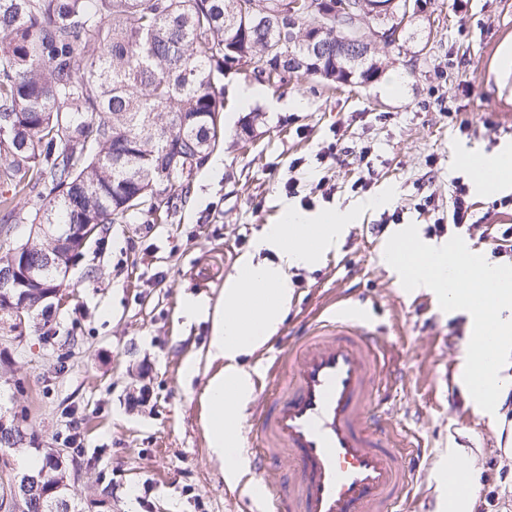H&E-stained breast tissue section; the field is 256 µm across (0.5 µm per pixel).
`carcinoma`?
<instances>
[{"label": "carcinoma", "mask_w": 512, "mask_h": 512, "mask_svg": "<svg viewBox=\"0 0 512 512\" xmlns=\"http://www.w3.org/2000/svg\"><path fill=\"white\" fill-rule=\"evenodd\" d=\"M314 0H267L271 13L255 20L250 0H0V210L14 212L19 194L40 189L41 223L49 234L23 245L20 257L0 255V272L17 264L45 265L55 257L56 237L68 224H112L135 212L164 219L169 211L141 193L153 183L165 199L176 180L190 188L183 169L160 163L177 155L192 172L224 137V88L215 75L241 62L278 70L288 46L279 9L309 26ZM378 30L369 0H351ZM340 32L322 31L328 54L310 76L330 86L353 73L336 57ZM280 44L278 52L267 50ZM378 40L370 42L359 67L366 83L379 75ZM63 280L37 271L21 289L36 308L57 294ZM35 434L0 415V449L31 445ZM31 473L37 488H0L7 512H80L71 497L66 460L52 448Z\"/></svg>", "instance_id": "carcinoma-1"}]
</instances>
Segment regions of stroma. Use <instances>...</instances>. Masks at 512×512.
Listing matches in <instances>:
<instances>
[{
	"instance_id": "1",
	"label": "stroma",
	"mask_w": 512,
	"mask_h": 512,
	"mask_svg": "<svg viewBox=\"0 0 512 512\" xmlns=\"http://www.w3.org/2000/svg\"><path fill=\"white\" fill-rule=\"evenodd\" d=\"M512 0H425L398 42L380 50L384 68L366 84L331 90L306 76L281 89L264 87L251 109L235 86L248 71L221 77L228 106L224 141L212 152L219 169L203 165L189 193L171 190L169 222L134 214L104 225L72 261L61 304L36 311L19 330L0 322V414L33 431L41 447L76 455L70 485L75 502L93 512H258L244 487L227 486L224 462L211 454L202 425L201 396L214 368L200 363L187 375V357L200 355L211 332L205 318L181 314L185 298L217 300L239 256L254 248L262 228L278 223L285 206L311 196L312 212L354 214L335 256L294 275L295 296L285 323L250 362L263 388L289 332L310 319L330 294H359L372 308L388 382L392 422L425 440L431 464L422 466L412 512H434L443 473L435 462L466 451L479 472L472 512H512V390L498 416L470 404L463 385L467 314L442 311L431 294L411 293L380 261L397 225H416L422 241L440 217H450L455 179L473 182L454 149L485 152L512 145ZM451 97L471 124L460 133L435 104ZM263 122L250 136L249 110ZM340 138L346 151L319 163L322 147ZM370 147L367 162L357 152ZM373 170L374 183L353 182ZM327 177L330 198L310 195ZM299 196H288V178ZM436 207L421 211V196ZM472 229L462 231L481 254L485 224H512L498 193L473 192ZM401 208L400 224L374 229L385 211ZM38 196L17 197L15 215L0 221V254L25 243Z\"/></svg>"
}]
</instances>
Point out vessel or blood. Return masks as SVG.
<instances>
[{
	"label": "vessel or blood",
	"mask_w": 512,
	"mask_h": 512,
	"mask_svg": "<svg viewBox=\"0 0 512 512\" xmlns=\"http://www.w3.org/2000/svg\"><path fill=\"white\" fill-rule=\"evenodd\" d=\"M345 298L268 367L285 380L265 398L254 420V469L288 457L286 485L266 482L267 512H410L418 472L395 448L396 426L382 409L379 338ZM448 492H472L468 472L444 469Z\"/></svg>",
	"instance_id": "b4317fda"
}]
</instances>
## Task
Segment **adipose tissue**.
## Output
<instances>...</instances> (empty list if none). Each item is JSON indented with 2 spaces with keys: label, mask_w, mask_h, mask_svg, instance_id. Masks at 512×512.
I'll return each instance as SVG.
<instances>
[{
  "label": "adipose tissue",
  "mask_w": 512,
  "mask_h": 512,
  "mask_svg": "<svg viewBox=\"0 0 512 512\" xmlns=\"http://www.w3.org/2000/svg\"><path fill=\"white\" fill-rule=\"evenodd\" d=\"M347 216L311 221L307 213L283 210L279 223L266 225L254 250L241 254L236 272L224 282L216 302L187 298L186 317L211 320L204 358L184 362L196 373L200 361L217 364L203 391V423L208 446L224 460V480L235 486L248 475L240 449L239 426L254 395L255 369L249 359L284 324L295 293L293 272L322 264L335 253L347 231Z\"/></svg>",
  "instance_id": "ef3b65f1"
}]
</instances>
